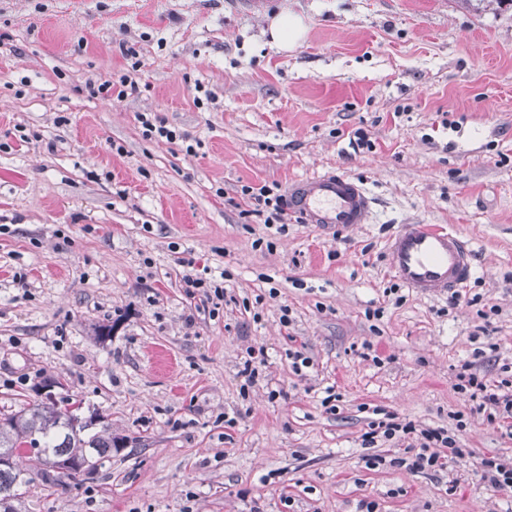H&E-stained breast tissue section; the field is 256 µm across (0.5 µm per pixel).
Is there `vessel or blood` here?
<instances>
[{"mask_svg": "<svg viewBox=\"0 0 512 512\" xmlns=\"http://www.w3.org/2000/svg\"><path fill=\"white\" fill-rule=\"evenodd\" d=\"M288 208L300 223L338 231L369 223L374 199L363 183L327 171L293 180ZM389 266L408 290L438 298L460 291L475 273L468 240L439 224H405L388 240Z\"/></svg>", "mask_w": 512, "mask_h": 512, "instance_id": "obj_1", "label": "vessel or blood"}]
</instances>
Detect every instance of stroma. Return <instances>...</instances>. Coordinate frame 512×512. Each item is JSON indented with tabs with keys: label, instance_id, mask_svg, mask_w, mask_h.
Returning a JSON list of instances; mask_svg holds the SVG:
<instances>
[{
	"label": "stroma",
	"instance_id": "35a3bbf8",
	"mask_svg": "<svg viewBox=\"0 0 512 512\" xmlns=\"http://www.w3.org/2000/svg\"><path fill=\"white\" fill-rule=\"evenodd\" d=\"M285 8L308 25L291 52L264 33ZM133 69L137 93H90ZM142 112L179 139H144ZM336 169L373 195L370 223L246 212L242 186ZM404 224L470 241L458 306L393 277ZM189 273L223 282L220 307ZM250 347L265 362L247 388ZM465 360L512 380V6L0 0V412L51 383L119 444L76 489L31 488L27 512H512L476 474L512 457V429L454 389ZM387 416L473 454L410 472L397 441L361 445Z\"/></svg>",
	"mask_w": 512,
	"mask_h": 512
}]
</instances>
